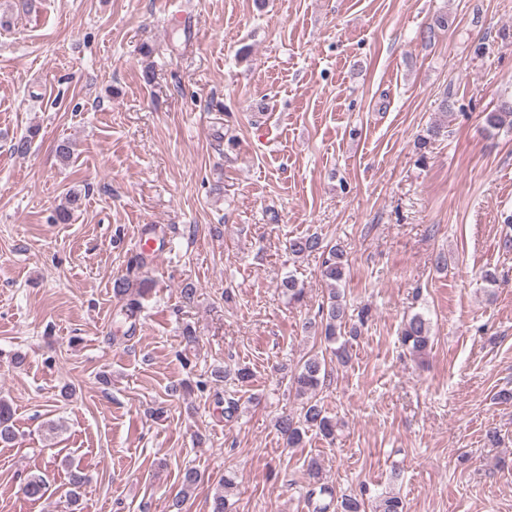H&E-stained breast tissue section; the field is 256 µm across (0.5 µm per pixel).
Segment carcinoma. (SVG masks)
<instances>
[{"label": "carcinoma", "mask_w": 512, "mask_h": 512, "mask_svg": "<svg viewBox=\"0 0 512 512\" xmlns=\"http://www.w3.org/2000/svg\"><path fill=\"white\" fill-rule=\"evenodd\" d=\"M483 121L488 129L499 130L506 126L512 128V100H505L497 109L484 113ZM288 250L296 257L313 253L322 257L320 272L330 289L326 302L319 307L318 311L320 338L327 344L336 345L333 349L336 365L344 367L351 359L349 340H341V328L346 325V305L343 303L339 285L344 279L348 266L346 251L335 245L325 244L324 239L314 233L289 239ZM113 293L122 302L119 311L122 319L133 318L139 308V301L135 298L134 280L129 277L116 279L113 283ZM401 342L416 354L425 353L430 344V328L423 315L414 314L404 323ZM327 376V360L317 353L303 359L299 368L291 376V386L296 395L306 397V402L303 403L299 417L286 414L278 420L279 431L287 439L289 446H299L304 436L313 430L327 438L334 436L336 424L315 400L316 390ZM16 438L11 407L7 400L0 398V444H12ZM307 469L312 479L308 498H317L315 512H329L333 505L339 512H367L366 502L361 496L344 495L340 500H334L333 491L322 483L321 466L317 460H309ZM200 481L201 474L196 469H185L181 478V489L171 498L169 512H183L189 491ZM233 488L234 482L230 478L220 483V488L213 496L212 512H227L228 496ZM22 491L28 499L38 501L47 492L46 481L40 474H31L27 476ZM372 512H406V510L400 497L388 493L375 499Z\"/></svg>", "instance_id": "obj_1"}]
</instances>
